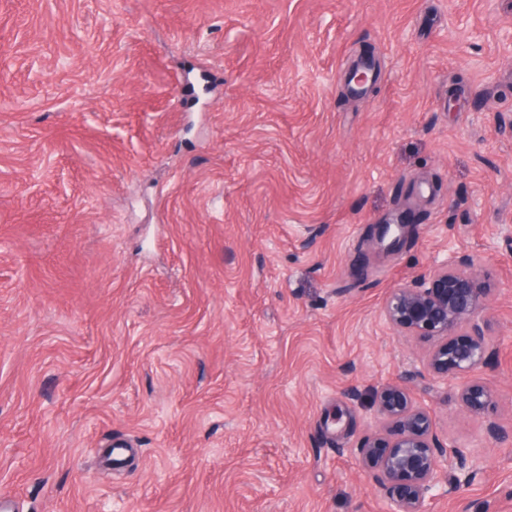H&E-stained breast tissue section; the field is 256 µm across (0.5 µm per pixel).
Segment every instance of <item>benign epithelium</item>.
<instances>
[{"label": "benign epithelium", "mask_w": 512, "mask_h": 512, "mask_svg": "<svg viewBox=\"0 0 512 512\" xmlns=\"http://www.w3.org/2000/svg\"><path fill=\"white\" fill-rule=\"evenodd\" d=\"M409 225L405 213L385 218L377 224L375 243L401 245ZM491 291L489 278L471 256L453 255L429 274L394 289L384 303V314L393 327L436 341L425 359L427 371L439 378L465 379L458 393L461 406L482 420L490 435L500 438L507 429L492 419L494 395L483 381L471 377L495 355L483 328L473 322ZM375 403L387 421L385 433L366 437L358 453L395 512H424L426 497L453 465L466 480L474 474L473 462L464 451L440 440L428 413L414 405L405 384L383 386Z\"/></svg>", "instance_id": "benign-epithelium-1"}]
</instances>
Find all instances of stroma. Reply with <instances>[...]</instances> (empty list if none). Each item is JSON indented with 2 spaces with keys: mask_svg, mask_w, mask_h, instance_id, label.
Masks as SVG:
<instances>
[{
  "mask_svg": "<svg viewBox=\"0 0 512 512\" xmlns=\"http://www.w3.org/2000/svg\"><path fill=\"white\" fill-rule=\"evenodd\" d=\"M0 45L1 499L391 512L357 448L404 382L479 465L426 512H512V436L383 315L473 256L512 426V0H0ZM411 225L405 213H399L385 218L377 224L375 243L382 246L386 239H390L387 248H394L403 243L404 229Z\"/></svg>",
  "mask_w": 512,
  "mask_h": 512,
  "instance_id": "stroma-1",
  "label": "stroma"
}]
</instances>
